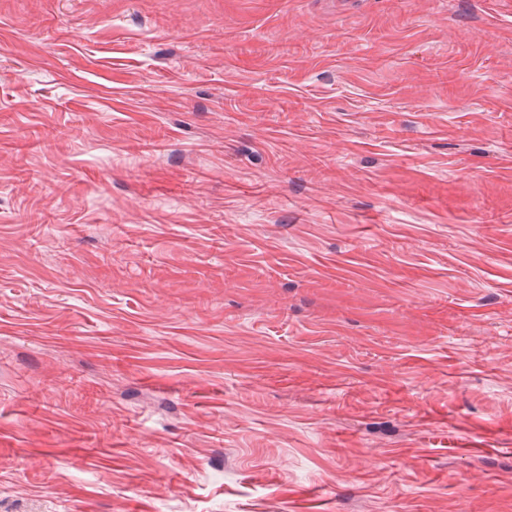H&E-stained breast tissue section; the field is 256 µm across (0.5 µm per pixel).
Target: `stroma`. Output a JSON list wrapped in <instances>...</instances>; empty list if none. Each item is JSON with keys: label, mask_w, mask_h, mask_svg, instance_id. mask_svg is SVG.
Wrapping results in <instances>:
<instances>
[{"label": "stroma", "mask_w": 512, "mask_h": 512, "mask_svg": "<svg viewBox=\"0 0 512 512\" xmlns=\"http://www.w3.org/2000/svg\"><path fill=\"white\" fill-rule=\"evenodd\" d=\"M0 512H512V0H0Z\"/></svg>", "instance_id": "1"}]
</instances>
